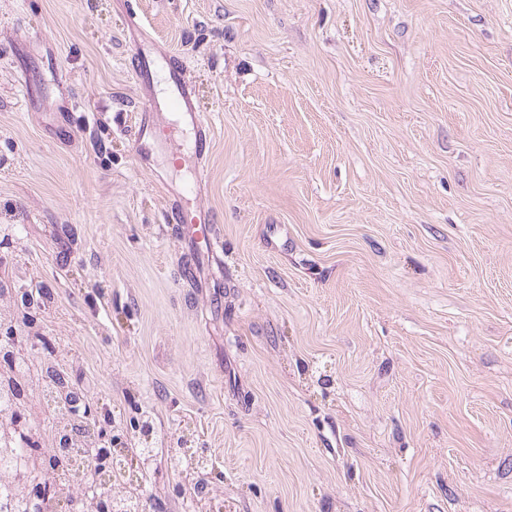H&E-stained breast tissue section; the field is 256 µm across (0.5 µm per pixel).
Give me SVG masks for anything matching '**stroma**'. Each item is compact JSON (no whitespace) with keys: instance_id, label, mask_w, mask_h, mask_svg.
Masks as SVG:
<instances>
[{"instance_id":"stroma-1","label":"stroma","mask_w":512,"mask_h":512,"mask_svg":"<svg viewBox=\"0 0 512 512\" xmlns=\"http://www.w3.org/2000/svg\"><path fill=\"white\" fill-rule=\"evenodd\" d=\"M164 51L205 158L136 137ZM1 281L211 512H512V0H0ZM168 77L171 88L170 103L172 107L181 112L185 121L189 122L198 131L199 155L203 156L207 144L214 134L213 126L202 118L195 103V89L183 77L180 65L176 61H169Z\"/></svg>"}]
</instances>
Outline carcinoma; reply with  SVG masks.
<instances>
[{"label":"carcinoma","instance_id":"cac0c4a2","mask_svg":"<svg viewBox=\"0 0 512 512\" xmlns=\"http://www.w3.org/2000/svg\"><path fill=\"white\" fill-rule=\"evenodd\" d=\"M34 294L30 288L0 287V319L11 324L22 325L30 343L27 348L21 347V341L13 335L0 336V389L10 393L14 403L22 408L38 407L45 412L40 400V386L48 381L58 391L65 402L72 406H84L90 399L91 388L77 383L72 376L75 359L68 352L54 348L48 349L40 359L33 356L35 342L43 341L40 336V323L34 311ZM137 442L123 444L119 458H114L116 449L102 443L96 433L81 427H75L69 420L59 421L55 430L47 436L35 431L31 437L39 440L40 447L28 445V437L21 434L12 419L0 424V450L11 451L18 449L26 454L31 461L32 471L23 473L26 485L16 481L18 470L0 466V483H5L9 494L0 503V512H29V504L58 498L60 502L70 505L72 512H106L100 508L105 504L112 512H146L151 497L147 496L140 486L127 484L117 486L113 494L101 498L89 496L71 484L61 489L51 485L43 491L35 490V485L41 483L39 473L43 471H60L70 465V454H60V451L84 443L97 447V453L92 462L94 475H112L114 469L127 464L125 455L131 454L139 458L141 465H150L160 454L172 456L171 449L157 446V442L146 443L140 439L141 431L153 427L151 417L130 422Z\"/></svg>","mask_w":512,"mask_h":512}]
</instances>
